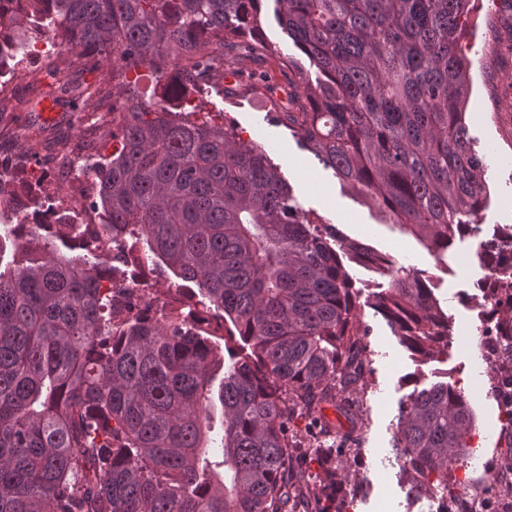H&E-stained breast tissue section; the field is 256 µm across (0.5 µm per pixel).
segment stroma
<instances>
[{
    "instance_id": "1",
    "label": "stroma",
    "mask_w": 512,
    "mask_h": 512,
    "mask_svg": "<svg viewBox=\"0 0 512 512\" xmlns=\"http://www.w3.org/2000/svg\"><path fill=\"white\" fill-rule=\"evenodd\" d=\"M463 42L473 60L466 123L472 146L487 165L490 198L482 222L489 233L495 225H512V0H497L491 13L483 0H472ZM230 68L248 70L251 80L266 81L272 92H250L237 83L229 98L210 96L206 111L223 110L226 119L242 129L244 139L253 141L279 165L303 208L322 215L342 235L432 274L435 294L461 335L460 340L449 343L447 355L423 358L412 354L367 304L382 281L380 274L348 264L361 301L359 324L367 331L362 342L368 367L352 391L365 415L356 449L333 454L345 478L341 491L332 498L336 512H422L413 478L393 448L399 408L417 385L445 382L464 391L483 452L466 455L463 463L476 483L485 482L500 470L502 455L512 448V428L502 423L495 402L484 394L493 373L470 340L478 331L480 316L479 306L467 299L473 281L484 273L478 259L480 238L456 244L447 268L437 267L414 238L402 234L376 208L368 206L293 136L281 114V103L290 91L288 75L276 57L236 48ZM47 90L43 82L34 89L18 83L4 113L9 124L0 129V151L42 154L49 141L61 136L72 144L71 154L76 160L93 153L110 154L112 141L107 131L95 129L93 121L55 103Z\"/></svg>"
}]
</instances>
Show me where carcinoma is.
I'll return each mask as SVG.
<instances>
[{
	"instance_id": "carcinoma-1",
	"label": "carcinoma",
	"mask_w": 512,
	"mask_h": 512,
	"mask_svg": "<svg viewBox=\"0 0 512 512\" xmlns=\"http://www.w3.org/2000/svg\"><path fill=\"white\" fill-rule=\"evenodd\" d=\"M264 0H0V72L16 39L47 33L66 54L45 67L73 110L113 115L112 155L92 168L108 245L39 179L0 177V512H331L302 480L315 448L297 418L329 436L332 405L350 439L363 373L358 293L344 261L387 287L372 308L411 352L448 353V314L431 276L339 236L304 209L281 169L232 122L194 118L225 50L259 37ZM309 67L277 47L305 102L288 128L438 262L480 223L484 161L465 123L470 0H273ZM154 71L160 94H125ZM98 74L70 87L69 78ZM149 268L187 301L155 314L103 289ZM223 321L231 364L219 384L223 435L209 436ZM473 417L446 383L415 388L394 448L417 490L448 493Z\"/></svg>"
}]
</instances>
